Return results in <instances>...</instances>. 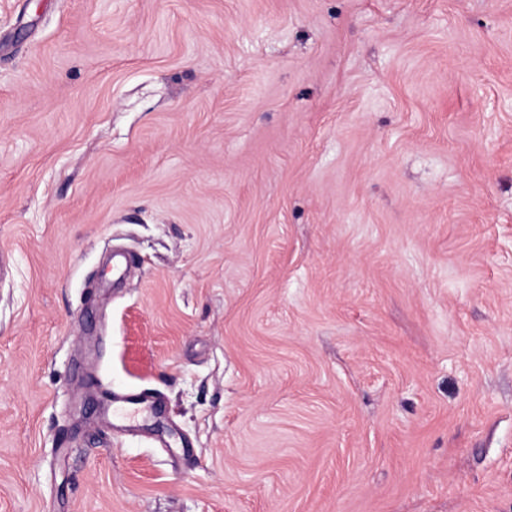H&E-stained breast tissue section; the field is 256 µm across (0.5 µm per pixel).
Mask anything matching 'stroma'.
Returning a JSON list of instances; mask_svg holds the SVG:
<instances>
[{
  "instance_id": "stroma-1",
  "label": "stroma",
  "mask_w": 512,
  "mask_h": 512,
  "mask_svg": "<svg viewBox=\"0 0 512 512\" xmlns=\"http://www.w3.org/2000/svg\"><path fill=\"white\" fill-rule=\"evenodd\" d=\"M0 512H512V0H0ZM110 401L113 412L115 408V412L122 415L135 414L142 406L153 402L151 396L142 392H129L117 396L112 391Z\"/></svg>"
}]
</instances>
